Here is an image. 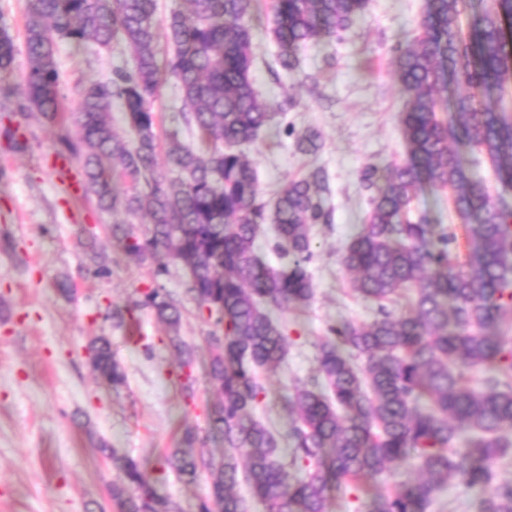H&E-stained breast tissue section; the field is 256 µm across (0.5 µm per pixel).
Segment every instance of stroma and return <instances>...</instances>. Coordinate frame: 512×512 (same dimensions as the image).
Segmentation results:
<instances>
[{
  "instance_id": "35a3bbf8",
  "label": "stroma",
  "mask_w": 512,
  "mask_h": 512,
  "mask_svg": "<svg viewBox=\"0 0 512 512\" xmlns=\"http://www.w3.org/2000/svg\"><path fill=\"white\" fill-rule=\"evenodd\" d=\"M425 7L426 0H368L363 21L342 41L308 46L297 71L277 76L265 65L277 51L269 9L256 19L257 89L269 100L287 102L288 122L299 132L318 130L323 146L316 156L303 155L293 138L270 127L245 154L269 197L312 166L325 167L334 207L332 224L312 231L311 304L277 314L288 329V356L266 382V419L279 432L289 426L281 404L312 374L328 325L368 322L375 315L373 302L354 290L341 257L369 210L364 167L406 156L399 128L405 98L391 75L392 49L410 38ZM27 8L28 0H0V21L16 46L13 69L4 76L8 83L19 82L27 69ZM57 61L62 107L72 112L86 82L130 63L131 54L122 45L91 52L63 41ZM21 101L18 95L0 97V233L11 239L10 248L0 250V512H117L109 489L121 474L105 458L107 448L143 464L158 493L182 512H197L206 482L184 484L165 457L186 427H207L212 326L186 293L183 270L171 266L163 284L182 304L181 334L195 348L194 396L184 401L166 327L146 310L121 324L108 317L152 284L149 268L129 263L108 230L130 223V216L98 211L74 196L72 183L53 167L57 127L22 110ZM13 128L24 135L26 148L9 138ZM90 236L108 276L96 275L84 254ZM64 279L75 288L72 296L57 287ZM100 334L110 338L126 371L127 383L117 391L97 379L88 360L86 346Z\"/></svg>"
}]
</instances>
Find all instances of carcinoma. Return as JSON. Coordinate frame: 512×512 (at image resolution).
<instances>
[{"instance_id":"carcinoma-1","label":"carcinoma","mask_w":512,"mask_h":512,"mask_svg":"<svg viewBox=\"0 0 512 512\" xmlns=\"http://www.w3.org/2000/svg\"><path fill=\"white\" fill-rule=\"evenodd\" d=\"M366 8L367 0H271L275 65L296 71L300 49L341 40ZM258 10L259 0H181L163 30L157 0H30L26 15L25 106L63 128L59 142L80 159L84 198L102 212L149 218L112 225L126 259L152 268L153 286L110 317L153 311L168 327L187 390L194 357L180 334L181 306L159 283L169 265L186 272L187 292L214 319L209 432L186 429L168 464L187 484L206 479L197 512H249L235 492L241 479L267 512H329L333 491L365 493L390 465L408 462L423 478L373 491L364 512H430L450 479L482 491L477 512H512V481L499 483L496 474L512 447V337L503 329L512 327V0H427L414 38L394 49L406 159L362 171L370 210L342 254L354 289L378 303L377 315L328 325L313 376L284 403L287 455L258 415L263 378L288 352L287 329L271 310L305 308L314 297L310 226L332 223L331 188L315 166L269 201L239 150L286 112L254 85ZM162 39L172 47L163 61ZM61 41L84 49L123 43L132 68L88 82L66 113ZM15 53L0 24V73L11 72ZM170 79L183 130L168 133L161 157L153 102ZM116 104L125 137L112 125ZM287 133L303 154L321 147L313 130ZM482 155L500 187L495 196L472 171ZM427 188L448 192L464 241L413 207ZM268 224L277 269L256 249ZM403 290L413 291L410 309L394 316L387 304ZM88 355L101 381L125 385L107 337H94ZM473 368L484 370L477 386L466 381ZM216 439L224 450L209 447ZM107 458L123 474L110 489L119 512H178L136 460L115 450Z\"/></svg>"}]
</instances>
